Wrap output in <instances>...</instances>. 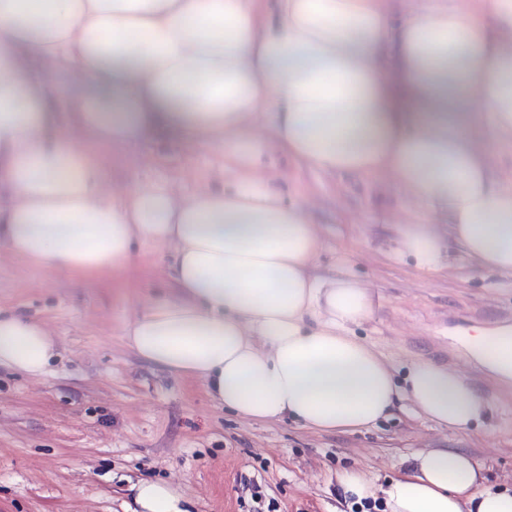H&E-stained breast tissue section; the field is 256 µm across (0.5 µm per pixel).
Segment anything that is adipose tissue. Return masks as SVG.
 Instances as JSON below:
<instances>
[{
    "label": "adipose tissue",
    "mask_w": 512,
    "mask_h": 512,
    "mask_svg": "<svg viewBox=\"0 0 512 512\" xmlns=\"http://www.w3.org/2000/svg\"><path fill=\"white\" fill-rule=\"evenodd\" d=\"M160 136L219 155L232 186L109 181L102 147ZM495 144L512 147V0H0V245L84 278L122 271L137 244L169 248L173 294L126 341L255 421L357 430L403 399L453 430L483 421L491 404L461 375L419 359L396 381L354 335L371 290L315 275L307 200L284 201L259 167L275 149L325 175H386L403 190L399 257L434 273L452 244L512 280V165ZM57 349L0 309V368L41 376ZM467 351L512 385V325L475 330ZM340 486L387 512H512V493L445 448L386 486L354 469ZM131 490L130 512H190L170 482Z\"/></svg>",
    "instance_id": "obj_1"
}]
</instances>
